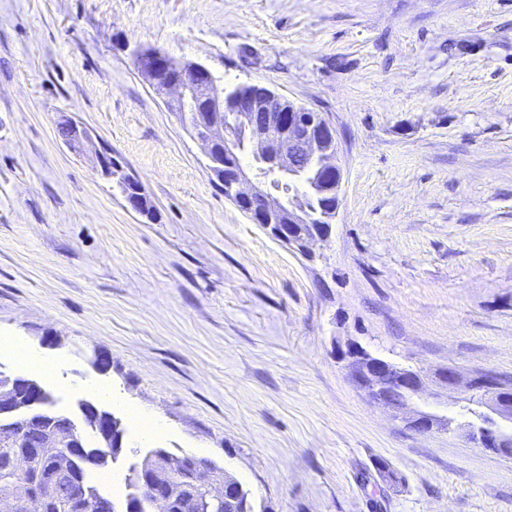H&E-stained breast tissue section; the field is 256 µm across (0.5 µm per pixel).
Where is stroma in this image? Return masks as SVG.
<instances>
[{
    "label": "stroma",
    "instance_id": "obj_1",
    "mask_svg": "<svg viewBox=\"0 0 512 512\" xmlns=\"http://www.w3.org/2000/svg\"><path fill=\"white\" fill-rule=\"evenodd\" d=\"M138 46L329 121L327 242L302 256L225 200ZM66 117L154 217L70 150ZM0 336L63 357L58 413L160 421L127 425L105 471L118 512L153 448L223 467L256 512H512V459L473 447L457 404L455 432L416 433L336 354L512 376V0H0ZM111 155L112 153L105 147L98 150L95 149L94 151L95 162L99 166L101 171L107 172L105 176L110 177L112 179V171L114 173V170H118V172H115L113 176H116L118 173H120L119 181H121L122 183L133 182L136 184V197L131 196L128 192H124L123 196L125 198L127 205L132 210L139 212L140 203L143 201L144 189L141 183L134 176L122 173V169L119 168L120 166L118 164H115L114 166L110 164V161H112Z\"/></svg>",
    "mask_w": 512,
    "mask_h": 512
}]
</instances>
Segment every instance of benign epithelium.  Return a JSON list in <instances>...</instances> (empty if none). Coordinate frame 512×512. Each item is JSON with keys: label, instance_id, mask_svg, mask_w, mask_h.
Here are the masks:
<instances>
[{"label": "benign epithelium", "instance_id": "1", "mask_svg": "<svg viewBox=\"0 0 512 512\" xmlns=\"http://www.w3.org/2000/svg\"><path fill=\"white\" fill-rule=\"evenodd\" d=\"M134 56L156 95L170 111L182 113V124L203 147L213 179L224 185L225 200L274 239L302 254L309 253L311 244L328 238L340 206L343 175L336 163L339 146L335 130L320 113L261 84L250 83L244 92L226 89L205 66L181 62L156 49L137 48ZM63 141L81 153L92 144V136L71 120ZM310 165L320 167L319 173L331 178L336 201L325 200L312 207L299 196L272 193ZM119 181L136 184V195L125 192L123 196L132 210L139 211L144 195L141 183L125 173ZM295 224H307L309 231L296 233L291 230ZM339 357L358 390L419 433L454 430L453 419L419 408L422 397L438 399L454 393L458 403H477L483 410V423L468 425L470 443L512 458V432L508 430L512 425V382L503 375L484 369L466 374L451 364L425 371L385 360L356 342L340 350ZM55 434L53 430L35 440L9 468H25L29 460L51 447ZM68 480L69 472L57 469L17 508L20 512H45ZM150 483L154 512L177 508V492L166 479L156 474ZM211 489L224 499V512H239L242 487L233 476L224 474V481L212 484Z\"/></svg>", "mask_w": 512, "mask_h": 512}]
</instances>
